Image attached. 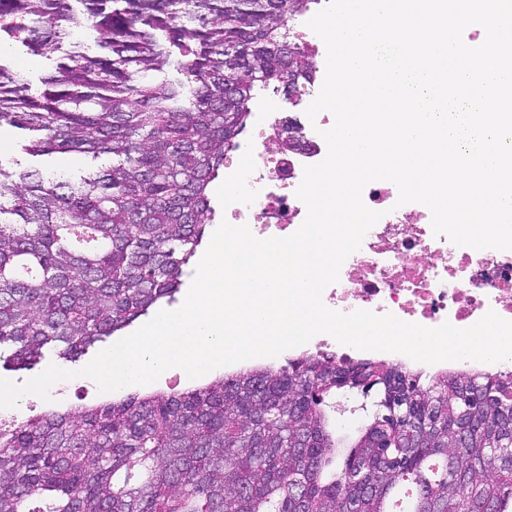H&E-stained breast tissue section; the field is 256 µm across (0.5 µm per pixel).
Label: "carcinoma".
<instances>
[{"instance_id":"carcinoma-1","label":"carcinoma","mask_w":512,"mask_h":512,"mask_svg":"<svg viewBox=\"0 0 512 512\" xmlns=\"http://www.w3.org/2000/svg\"><path fill=\"white\" fill-rule=\"evenodd\" d=\"M316 4L0 0V123L31 157L110 159L79 180L0 167V361H72L174 300L254 100L291 61L316 72L293 27ZM13 43L53 61L39 86ZM335 395L365 403L357 433ZM404 485L409 512H512L511 376L303 353L0 428V512H392Z\"/></svg>"}]
</instances>
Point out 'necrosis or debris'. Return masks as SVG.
<instances>
[{"label": "necrosis or debris", "instance_id": "necrosis-or-debris-1", "mask_svg": "<svg viewBox=\"0 0 512 512\" xmlns=\"http://www.w3.org/2000/svg\"><path fill=\"white\" fill-rule=\"evenodd\" d=\"M296 120L311 144L308 152L267 150L268 132L288 123L273 114L258 124L252 141L224 159V217L261 239L289 236L302 225L307 210L296 190L303 168L327 153L321 133L333 125L329 113L313 121L302 113ZM362 199L382 217L345 260L338 282L324 289L326 307L390 313L429 328L445 322L467 328L491 310L512 321L511 250H477L434 235L430 210L398 204L391 182L369 183Z\"/></svg>", "mask_w": 512, "mask_h": 512}]
</instances>
